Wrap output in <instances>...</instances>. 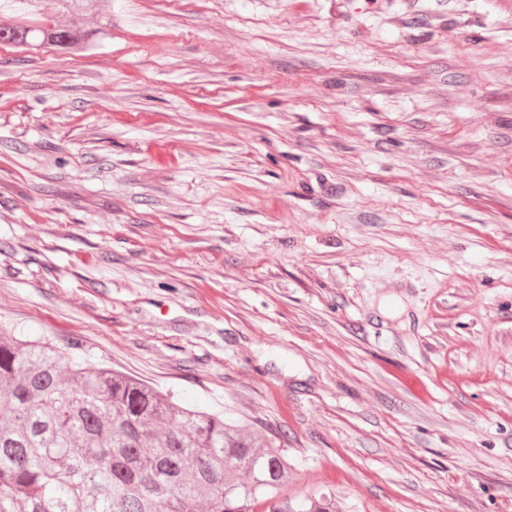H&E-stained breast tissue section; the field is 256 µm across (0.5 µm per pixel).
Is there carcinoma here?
I'll use <instances>...</instances> for the list:
<instances>
[{
	"mask_svg": "<svg viewBox=\"0 0 512 512\" xmlns=\"http://www.w3.org/2000/svg\"><path fill=\"white\" fill-rule=\"evenodd\" d=\"M66 25L24 18L0 43L80 49L92 0H56ZM291 465L247 425L91 360L74 343L0 331V512H336L292 504Z\"/></svg>",
	"mask_w": 512,
	"mask_h": 512,
	"instance_id": "carcinoma-1",
	"label": "carcinoma"
}]
</instances>
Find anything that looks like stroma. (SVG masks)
Here are the masks:
<instances>
[{
    "instance_id": "1",
    "label": "stroma",
    "mask_w": 512,
    "mask_h": 512,
    "mask_svg": "<svg viewBox=\"0 0 512 512\" xmlns=\"http://www.w3.org/2000/svg\"><path fill=\"white\" fill-rule=\"evenodd\" d=\"M102 3L0 44V327L275 440L289 500L512 512L511 4ZM70 16L66 25L52 23L42 25L38 20L21 19L11 25H0V43L13 44L25 49H34L50 44L62 49L83 47V34L78 19L89 7L92 0H56Z\"/></svg>"
}]
</instances>
